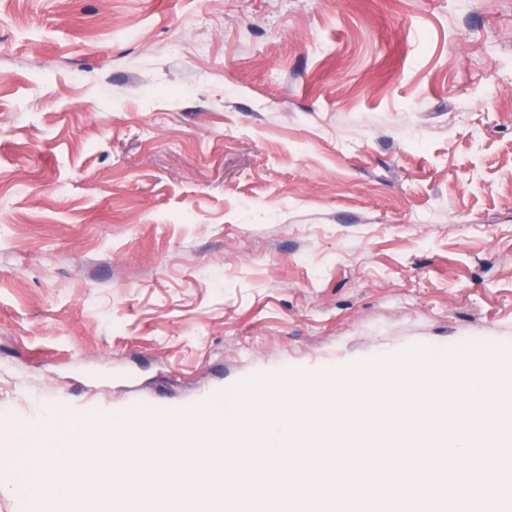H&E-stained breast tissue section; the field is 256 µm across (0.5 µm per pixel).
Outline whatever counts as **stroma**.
<instances>
[{
    "label": "stroma",
    "mask_w": 512,
    "mask_h": 512,
    "mask_svg": "<svg viewBox=\"0 0 512 512\" xmlns=\"http://www.w3.org/2000/svg\"><path fill=\"white\" fill-rule=\"evenodd\" d=\"M414 345L512 348V0H0V457Z\"/></svg>",
    "instance_id": "obj_1"
}]
</instances>
